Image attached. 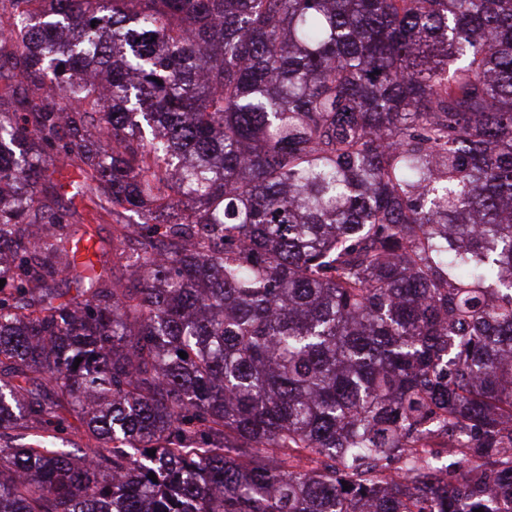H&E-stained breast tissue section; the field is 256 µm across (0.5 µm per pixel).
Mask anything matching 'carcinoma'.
Masks as SVG:
<instances>
[{
	"label": "carcinoma",
	"mask_w": 512,
	"mask_h": 512,
	"mask_svg": "<svg viewBox=\"0 0 512 512\" xmlns=\"http://www.w3.org/2000/svg\"><path fill=\"white\" fill-rule=\"evenodd\" d=\"M4 52L0 512H512V0H0Z\"/></svg>",
	"instance_id": "cac0c4a2"
}]
</instances>
